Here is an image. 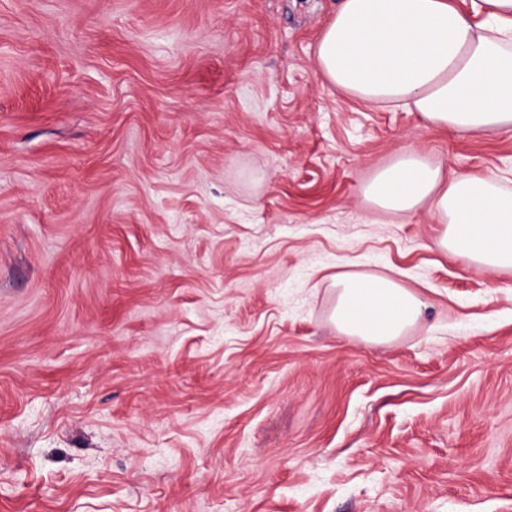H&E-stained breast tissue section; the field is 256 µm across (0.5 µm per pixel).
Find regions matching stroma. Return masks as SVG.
Returning a JSON list of instances; mask_svg holds the SVG:
<instances>
[{"instance_id":"1","label":"stroma","mask_w":512,"mask_h":512,"mask_svg":"<svg viewBox=\"0 0 512 512\" xmlns=\"http://www.w3.org/2000/svg\"><path fill=\"white\" fill-rule=\"evenodd\" d=\"M340 0H0V512H512V271L364 189L512 127L323 80ZM425 316L338 335L335 276Z\"/></svg>"}]
</instances>
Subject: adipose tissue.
Here are the masks:
<instances>
[{
    "label": "adipose tissue",
    "instance_id": "obj_1",
    "mask_svg": "<svg viewBox=\"0 0 512 512\" xmlns=\"http://www.w3.org/2000/svg\"><path fill=\"white\" fill-rule=\"evenodd\" d=\"M314 59L325 81L370 104L403 106L461 134L512 126V0H341ZM375 206L408 213L429 203L444 225L439 246L476 265L512 270V193L494 177H444L406 151L365 188ZM330 321L365 343L402 336L427 304L393 277L336 278Z\"/></svg>",
    "mask_w": 512,
    "mask_h": 512
}]
</instances>
